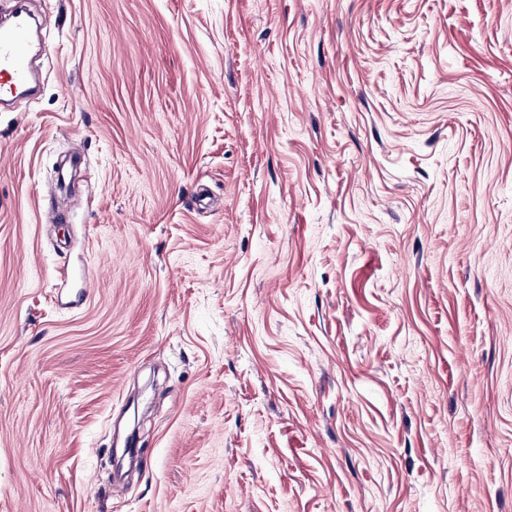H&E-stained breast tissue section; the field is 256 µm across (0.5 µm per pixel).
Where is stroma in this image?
Returning <instances> with one entry per match:
<instances>
[{"instance_id":"obj_1","label":"stroma","mask_w":512,"mask_h":512,"mask_svg":"<svg viewBox=\"0 0 512 512\" xmlns=\"http://www.w3.org/2000/svg\"><path fill=\"white\" fill-rule=\"evenodd\" d=\"M28 3L0 512H512V0Z\"/></svg>"}]
</instances>
